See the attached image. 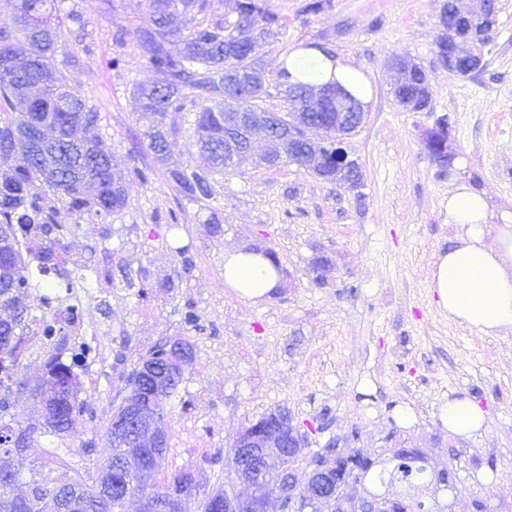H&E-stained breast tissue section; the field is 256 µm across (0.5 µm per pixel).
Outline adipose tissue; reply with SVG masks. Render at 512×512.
Listing matches in <instances>:
<instances>
[{
    "instance_id": "adipose-tissue-1",
    "label": "adipose tissue",
    "mask_w": 512,
    "mask_h": 512,
    "mask_svg": "<svg viewBox=\"0 0 512 512\" xmlns=\"http://www.w3.org/2000/svg\"><path fill=\"white\" fill-rule=\"evenodd\" d=\"M292 80L324 84L338 82L361 103H369L371 85L342 58L314 47L289 51L283 59ZM448 221L459 231L448 252L433 264L431 283L438 304L456 324L495 336L512 331V219L494 223L486 192L457 178L448 193ZM224 284L241 297L257 302L280 284L271 258L245 249L224 255ZM449 433L469 437L486 429L488 417L466 395L449 397L440 409Z\"/></svg>"
}]
</instances>
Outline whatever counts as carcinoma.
Returning a JSON list of instances; mask_svg holds the SVG:
<instances>
[{"label": "carcinoma", "mask_w": 512, "mask_h": 512, "mask_svg": "<svg viewBox=\"0 0 512 512\" xmlns=\"http://www.w3.org/2000/svg\"><path fill=\"white\" fill-rule=\"evenodd\" d=\"M150 26L138 31V44L148 63L164 75L166 84L148 88L135 87L142 118L146 120L143 142L160 163L166 154L159 145L169 144V137L178 128L167 123L173 113L187 107L199 108L194 120L191 147L197 153L209 152L205 168L182 170L169 168L164 172L167 184L178 196L189 202H208L214 199L215 177L224 175V113L256 112L267 109L260 105L266 98L282 99L293 109L301 95L311 85L292 83L283 66L273 68L271 85L237 101L226 84L224 70L243 72L263 64L241 53L243 42L253 37L266 38L277 34L279 16L263 9L257 0H237V18L233 22L217 20L203 23L197 16L204 15L210 0H146ZM72 21L84 28L82 16L73 9L64 8V0H19L17 12L11 21L0 24V60L19 58L25 61L21 68L0 67V225L13 227L11 243L18 262L13 269L15 280L13 300L21 302L22 317L3 328L11 341L3 346L0 356V499L10 498L5 512H129L134 499L126 495V488L141 491L148 500L163 499L180 491L186 484L190 490L182 499V512H212V504L224 500L226 490L219 487L197 498L193 474L181 471L159 485L156 476L166 456L149 452L142 467H125L131 448L112 437L107 430L111 455L91 470L76 472V476L53 485L48 482L43 468L28 460L26 451L35 428L22 426L12 413L13 395L25 388L45 405L46 426L55 432L65 431L75 414L83 411L78 400L81 382L74 372V363L62 361L65 347V327L72 314L68 307L55 304L57 298L43 297L42 314L44 335L58 336L56 353L46 364L47 379L27 387L18 377L34 316L22 298L31 294L32 284L22 252H36L40 271L61 274L62 254L70 229L57 223L55 214L67 210L75 216V223L105 224L112 214L126 205L123 177L112 165V149L99 136L75 144L69 138L70 128L77 124L97 126L99 112L87 98L74 92L65 75L55 64L61 47L62 30ZM421 74L414 69L401 77L407 96L417 93ZM51 122L57 131L56 153L51 165L36 150V137L45 122ZM184 341H166L149 351L142 362H163L169 359L172 346ZM183 377L171 373L166 376V391L158 403L155 415L163 421L166 406L176 393ZM232 454V473L239 480L250 473L241 469L236 449ZM286 448L263 449L264 459L257 476H250L259 488L273 494L280 478L281 455ZM375 462L357 453L330 457L314 453L307 462V470L315 468L336 478L343 468L355 470L365 479ZM400 479L426 482L425 471L412 468L405 462L396 471H379V479L395 473Z\"/></svg>", "instance_id": "1"}]
</instances>
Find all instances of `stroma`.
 <instances>
[{
  "label": "stroma",
  "instance_id": "1",
  "mask_svg": "<svg viewBox=\"0 0 512 512\" xmlns=\"http://www.w3.org/2000/svg\"><path fill=\"white\" fill-rule=\"evenodd\" d=\"M306 2L261 0L282 26L258 41L255 55L272 69L287 51L315 45L369 77L372 101L348 142L361 185L351 191L294 165L226 175L216 185L223 232L215 237L206 212L178 200L162 175L144 183L128 174L142 130L132 87L163 82L137 46V30L148 25L145 0H66L82 14L87 35L65 34L56 64L97 106L95 133L126 175L127 205L112 215L104 238L90 237L88 225L67 213L58 216L75 226L65 270L91 263L111 276V288L93 279L81 288L88 318L112 348L96 383L79 395L83 413L64 433L45 428L28 394L15 395L17 420L36 428L27 455L62 480L73 468L94 467L109 452L118 357L131 368L156 344L181 339L193 361L167 405L161 476L192 472L199 494H207L230 470L236 434L284 408L308 433L310 450L331 444L376 461L407 450L423 457L427 474L453 472L449 486L411 492L367 479L352 495L420 502L424 512H512V335L454 324L430 288L433 264L456 232L448 222L455 174L512 212V0H498L483 66L466 76L437 56L446 0H323L316 13ZM117 55L125 61L119 69L112 66ZM395 57L424 69L427 110L397 102L388 70ZM441 121L455 155L447 172L424 143ZM180 242L188 252H176ZM253 244L274 254L281 276L258 302L225 287L223 277L225 252ZM321 255L331 267L318 285L312 266ZM165 279L173 288L162 287ZM452 393L488 411L486 430L469 438L449 433L439 410ZM401 405L412 408L413 422L396 418Z\"/></svg>",
  "mask_w": 512,
  "mask_h": 512
}]
</instances>
